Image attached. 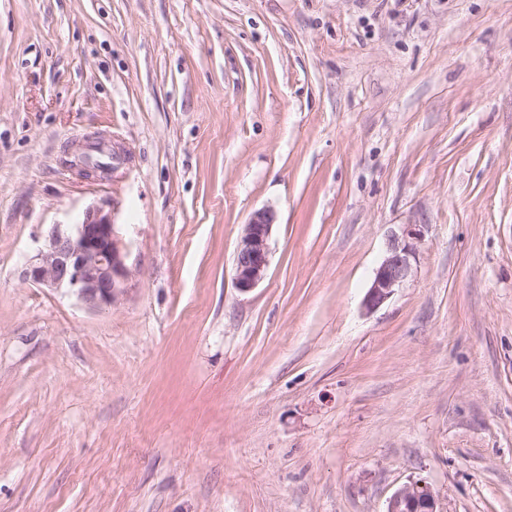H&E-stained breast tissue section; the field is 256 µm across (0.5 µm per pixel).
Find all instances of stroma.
I'll list each match as a JSON object with an SVG mask.
<instances>
[{
  "mask_svg": "<svg viewBox=\"0 0 512 512\" xmlns=\"http://www.w3.org/2000/svg\"><path fill=\"white\" fill-rule=\"evenodd\" d=\"M98 133L130 158L80 178ZM94 204L133 270L106 312L20 275ZM415 481L512 512V0H0V512H386ZM275 224V214L267 209L256 211L248 223L243 224L234 257V280L239 291L252 290L266 277ZM403 226L401 234L392 237L385 255L374 270L364 299L368 311L380 308L413 274L424 227L420 224Z\"/></svg>",
  "mask_w": 512,
  "mask_h": 512,
  "instance_id": "stroma-1",
  "label": "stroma"
}]
</instances>
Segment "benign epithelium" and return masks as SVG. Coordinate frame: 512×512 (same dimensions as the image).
Listing matches in <instances>:
<instances>
[{
  "label": "benign epithelium",
  "mask_w": 512,
  "mask_h": 512,
  "mask_svg": "<svg viewBox=\"0 0 512 512\" xmlns=\"http://www.w3.org/2000/svg\"><path fill=\"white\" fill-rule=\"evenodd\" d=\"M274 225L275 214L267 209L255 212L243 225L234 257L239 291L252 290L266 277ZM423 229L422 224H406L401 234L392 237L368 287L364 299L367 310L380 308L411 278ZM127 258L114 211L90 206L76 223L50 225L44 247L25 264L21 277L33 285L64 290L86 307L102 310L112 307L127 289L132 276ZM387 512L438 510L431 491L412 483L392 494Z\"/></svg>",
  "instance_id": "1"
}]
</instances>
